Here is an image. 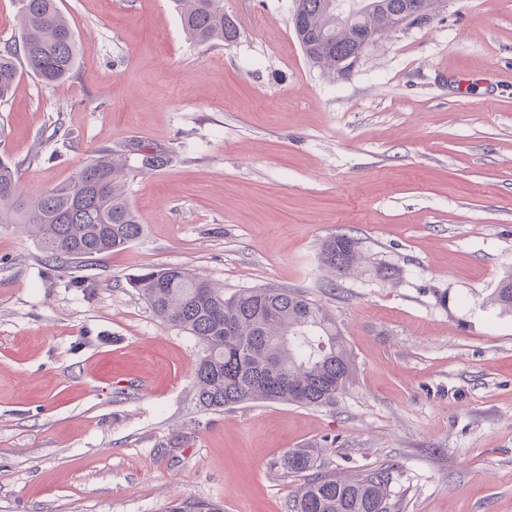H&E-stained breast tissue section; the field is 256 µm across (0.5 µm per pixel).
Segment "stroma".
Listing matches in <instances>:
<instances>
[{
  "label": "stroma",
  "instance_id": "1",
  "mask_svg": "<svg viewBox=\"0 0 512 512\" xmlns=\"http://www.w3.org/2000/svg\"><path fill=\"white\" fill-rule=\"evenodd\" d=\"M59 2L73 75L21 70L0 103L26 193L99 149L173 160L129 180L143 236L85 265L50 270L0 224V512H291V448L387 470L388 512H512V313L488 304L512 274V0H448L344 79L305 57L294 0H224L239 37L212 48L172 0ZM338 234L361 252L347 276L320 261ZM171 266L321 303L353 383L201 410V345L131 286Z\"/></svg>",
  "mask_w": 512,
  "mask_h": 512
}]
</instances>
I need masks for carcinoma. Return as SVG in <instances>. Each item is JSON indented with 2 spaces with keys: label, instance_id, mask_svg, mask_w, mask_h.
<instances>
[{
  "label": "carcinoma",
  "instance_id": "obj_1",
  "mask_svg": "<svg viewBox=\"0 0 512 512\" xmlns=\"http://www.w3.org/2000/svg\"><path fill=\"white\" fill-rule=\"evenodd\" d=\"M331 0H295L301 26L294 28L306 58L335 76V61L352 53L361 32L376 30L410 0H359L340 16ZM186 37L199 46L234 42L239 32L224 15L223 0H175ZM21 45L0 49V101L19 75V63L46 85L71 76L77 60L74 32L58 0H18ZM133 165L106 150L88 158L71 180L28 197L18 167L0 157V224H23L38 236L58 270L121 250L144 233L125 186ZM321 261L342 274L360 261L354 239L326 240ZM161 324L203 345L194 369L196 405L222 412L250 401L322 406L352 383L351 354L336 321L321 304L288 288L224 289L181 267L149 269L133 282ZM512 312V276L490 298ZM319 448H292L280 462L289 474L311 473L292 512H386L389 482L383 469L335 475L319 471ZM168 512H221L206 499L187 498Z\"/></svg>",
  "mask_w": 512,
  "mask_h": 512
}]
</instances>
